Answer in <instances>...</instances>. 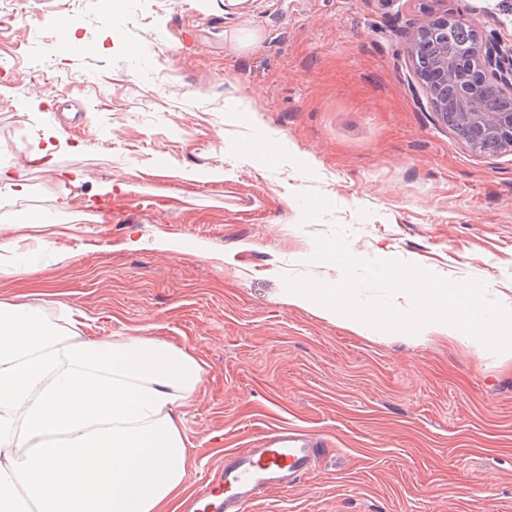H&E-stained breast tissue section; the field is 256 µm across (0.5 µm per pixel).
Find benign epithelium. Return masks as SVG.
<instances>
[{
	"instance_id": "1",
	"label": "benign epithelium",
	"mask_w": 512,
	"mask_h": 512,
	"mask_svg": "<svg viewBox=\"0 0 512 512\" xmlns=\"http://www.w3.org/2000/svg\"><path fill=\"white\" fill-rule=\"evenodd\" d=\"M460 27L473 30L472 43L452 45L450 33ZM409 56L434 110L450 103L468 114L467 144L512 151V46L483 36L464 16L437 15L418 28Z\"/></svg>"
}]
</instances>
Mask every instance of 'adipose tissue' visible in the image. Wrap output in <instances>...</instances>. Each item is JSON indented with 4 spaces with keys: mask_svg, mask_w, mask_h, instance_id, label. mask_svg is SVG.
Segmentation results:
<instances>
[{
    "mask_svg": "<svg viewBox=\"0 0 512 512\" xmlns=\"http://www.w3.org/2000/svg\"><path fill=\"white\" fill-rule=\"evenodd\" d=\"M204 375L161 339L68 336L0 300V512H168L186 462L172 412Z\"/></svg>",
    "mask_w": 512,
    "mask_h": 512,
    "instance_id": "1",
    "label": "adipose tissue"
}]
</instances>
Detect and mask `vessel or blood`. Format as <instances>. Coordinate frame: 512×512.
Masks as SVG:
<instances>
[{
  "label": "vessel or blood",
  "mask_w": 512,
  "mask_h": 512,
  "mask_svg": "<svg viewBox=\"0 0 512 512\" xmlns=\"http://www.w3.org/2000/svg\"><path fill=\"white\" fill-rule=\"evenodd\" d=\"M325 450L316 434L269 428L253 447L225 451L223 466L200 481L188 512H246L261 494L288 487L311 472Z\"/></svg>",
  "instance_id": "vessel-or-blood-1"
}]
</instances>
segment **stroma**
Listing matches in <instances>:
<instances>
[{"instance_id":"1","label":"stroma","mask_w":512,"mask_h":512,"mask_svg":"<svg viewBox=\"0 0 512 512\" xmlns=\"http://www.w3.org/2000/svg\"><path fill=\"white\" fill-rule=\"evenodd\" d=\"M431 14L512 43V0H31L0 27V164L26 183L0 188V238L49 240L0 299L204 363L176 411L183 497L289 425L330 451L247 512H512V349L288 301L287 280H342L314 257L339 224L355 258L512 307V152L471 150L416 90Z\"/></svg>"}]
</instances>
